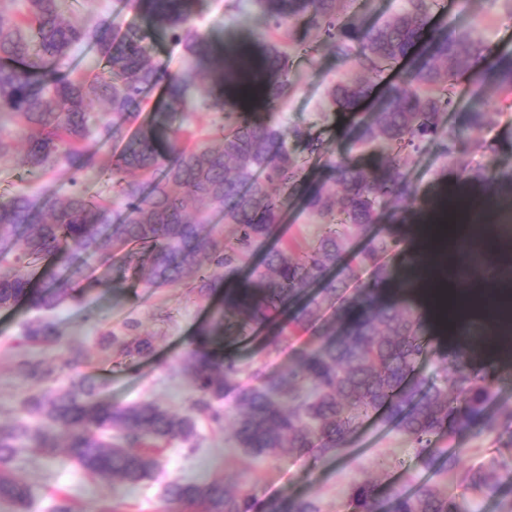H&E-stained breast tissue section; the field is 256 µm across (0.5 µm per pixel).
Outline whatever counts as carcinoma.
I'll use <instances>...</instances> for the list:
<instances>
[{"label":"carcinoma","mask_w":512,"mask_h":512,"mask_svg":"<svg viewBox=\"0 0 512 512\" xmlns=\"http://www.w3.org/2000/svg\"><path fill=\"white\" fill-rule=\"evenodd\" d=\"M270 28H291L301 19L315 26L320 41L336 58L355 59L369 74L366 81L334 84L329 97L337 111L352 118L356 133L338 158L325 162L327 173L308 184L290 143L304 141L311 153L321 144L301 127L274 121L288 95V54L265 46L250 63L248 87L259 84L264 112L235 116L217 128L216 144L185 145L180 127L146 116L137 133L105 168L123 203L112 209L90 195L79 176L97 167L83 142L98 130L123 138L124 126L140 116L148 91L161 90L169 112L186 108L198 89L199 69L213 71L224 87V59L210 36L192 20L197 0H134L151 28L182 46L194 65L174 73L153 60L146 33L121 28L112 19L74 21L62 0H23L25 13L9 17L16 0H0V160L14 156L17 131L25 133L24 166L44 172L58 163L72 171V190L61 199L40 203L25 191L0 199V309L25 298L32 309L49 311L81 299L76 281L87 260L121 272L132 271L145 288L186 283L204 295L223 298L211 319L197 331L184 367L199 393L192 408L171 412L152 402L114 406L99 397V387L83 376L64 389L44 390L25 402L41 417L0 426V501L25 512L28 487L14 478L8 464L22 448L43 456L56 448L54 429L66 436L64 448L87 474L99 480L138 484L159 466L140 451L145 442L190 440L197 419L221 418L215 404L235 387L233 437L250 458L292 448L302 456L330 455L354 433L359 421L382 408L407 435L418 455L452 471L458 458L437 448L448 433L493 434L512 447V415L490 409V369L456 361L445 382L416 374L427 352L421 314L384 300L389 282L379 255L399 245L391 235L372 234L390 205L408 203L414 189L403 172L406 155L436 137L445 157L465 175L472 191H487L492 177L471 167L472 156L486 144L472 137L496 123L498 112L470 109L445 128L444 117L458 111L455 89L464 77L482 78L496 70L501 92L512 96V67H496L493 48L446 22L431 23L438 0H407V7L381 26L343 22L339 0H255ZM92 46L103 70L73 76V52ZM296 203L318 217L323 229L302 258L288 248L269 249L244 280L231 278L237 262L259 242L276 233L288 205ZM234 236L224 239V225ZM356 236L370 237L354 266L342 264ZM53 258L56 271L34 288L24 270ZM362 266L374 267L372 286L359 290L336 318L322 320L346 282ZM225 269L224 276L216 269ZM314 329L312 347L301 351L273 377L252 373L254 383L236 384L239 364L224 358V326L235 320L243 329L268 330L280 316ZM28 340L55 342L54 324L39 321L27 328ZM288 324L266 337L268 352L288 344ZM150 339L135 337L122 355L143 357ZM512 485V463L491 458L470 469L469 486L484 494ZM195 505L199 512H253L248 490L231 493L224 479L198 484L175 479L163 493L162 512ZM348 512H376L377 484L361 479L346 503ZM268 512H323L317 501L301 497L274 502ZM390 512H474L471 500L424 485L413 494L396 491Z\"/></svg>","instance_id":"cac0c4a2"}]
</instances>
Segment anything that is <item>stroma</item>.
Here are the masks:
<instances>
[{
  "mask_svg": "<svg viewBox=\"0 0 512 512\" xmlns=\"http://www.w3.org/2000/svg\"><path fill=\"white\" fill-rule=\"evenodd\" d=\"M448 20L459 29L472 32L496 51L502 65H512V0H444ZM75 16L118 17L122 26L141 25L135 10L122 0H64ZM194 24L210 34L217 44L236 38L242 30L254 29L258 40L274 42L287 51L292 87L276 114L281 125L299 126L321 141L323 155L311 154L306 143L294 144V152L309 178L322 175L325 160L336 158L352 134L347 115L331 108L328 91L341 79H356L362 72L354 61L339 62L318 47L315 29L301 23L292 31L265 27L253 0H199ZM460 109L474 107L500 109L497 123L479 130L487 142L485 151L474 155L473 163L489 171L493 186L501 196L512 198V108L493 79L462 81L458 85ZM236 108L226 101L223 112ZM223 112H214L193 93L188 108L170 115L172 126H183L196 142L211 140ZM404 174L415 191L412 202L392 207L383 215L381 234L401 235L407 223L430 234L427 220L436 199L457 192L461 172L442 157L437 143L405 158ZM71 173L58 165L43 173L26 174L20 157L0 162V196L26 189L41 197H61L70 189ZM321 232L318 218L297 205L288 208V221L270 238L273 246H287L292 256H300ZM421 273L435 290L467 289L471 285L492 286L512 280V258L508 256L469 259L465 279H457L454 266L445 265L437 254L424 255ZM83 299L44 314L18 303L0 310V425L22 417V404L41 390L67 385L74 375L96 378L104 386L103 398L115 405L153 401L182 412L190 408L196 390L183 370V358L192 348L198 327L210 320L217 296H204L183 284L151 290L135 284L131 277L99 266L80 279ZM53 322L57 343L38 345L25 337L32 322ZM429 353L418 365L420 375L445 381L458 349L443 338L433 317L425 319ZM148 336L153 351L145 358H129L116 351L115 339ZM315 342L312 331L299 332L279 353H267L262 334H228L224 354L241 364L266 374L285 369L301 350ZM80 349L83 364L77 371L65 368L70 349ZM30 362L53 369L42 382L32 381L26 371ZM233 395H226L222 423L200 419L193 441H173L158 455L160 465L151 478L130 486L118 480L100 481L83 472L58 449L51 457L21 450L11 464L14 477L31 492L28 512H50L52 506L67 501L76 512H104L112 504H122L125 512H160L165 485L174 479L208 481L222 475L233 488H246L256 502L254 512H264L266 503L295 497L316 499L323 512H336L352 485L364 477L378 483L380 501H388L392 490L415 492L423 484H435L451 494L464 493L470 468L491 457L512 459V448H503L489 434L439 436L437 446L456 455L454 471L442 474L414 451L410 439L399 432L390 418L377 412L364 419L352 439L335 454L310 458L294 451L251 459L233 449Z\"/></svg>",
  "mask_w": 512,
  "mask_h": 512,
  "instance_id": "1",
  "label": "stroma"
}]
</instances>
